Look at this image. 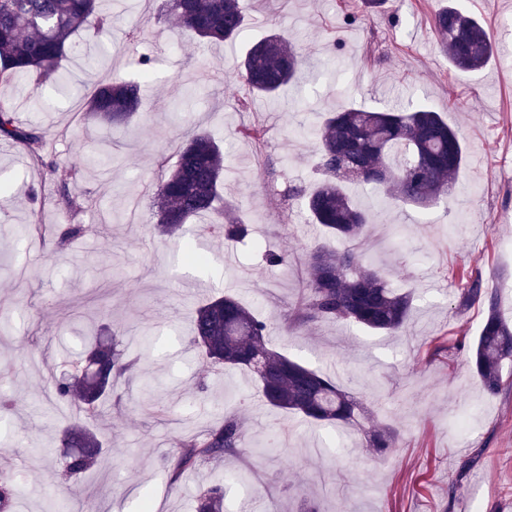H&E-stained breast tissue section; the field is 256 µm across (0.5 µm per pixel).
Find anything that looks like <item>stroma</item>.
Here are the masks:
<instances>
[{"label": "stroma", "instance_id": "obj_1", "mask_svg": "<svg viewBox=\"0 0 512 512\" xmlns=\"http://www.w3.org/2000/svg\"><path fill=\"white\" fill-rule=\"evenodd\" d=\"M442 0H388L364 14L360 0H248L242 38L200 47L162 0H113L110 33L84 30L79 56L59 81L32 94L27 76L0 82V103L52 138L70 190L89 201L72 214L49 170L19 148L0 147V479L24 490L19 512H195L200 488H224V512H512V365L488 393L467 364L485 308L460 303L467 279L481 277L512 317V0H456L484 24L496 51L475 72L448 65L432 17ZM282 32L306 57V72L279 96L240 111L235 66L245 42ZM154 77L141 87L143 115L112 131V161L100 163L99 125L85 120L82 96L103 79L132 78L141 55ZM422 101L461 131L466 160L447 198L418 208L371 185L347 191L369 219L354 242L396 288L418 299L404 332L371 334L341 321L307 323L285 335L281 323L310 280L308 255L326 243L286 185L312 186L310 131L322 110L379 108ZM267 130L268 143L239 137ZM224 147V192L252 225L248 245L213 237L204 220L188 226L211 258L201 270L156 229L154 190L177 161L187 131ZM42 232L28 231L32 219ZM82 224L69 249L54 229ZM287 265L263 263L264 249ZM232 265H225V256ZM232 293L269 324L270 348L331 376L392 448L376 453L361 432L319 429L265 405L250 376L215 369L190 347L194 309ZM147 337L151 350L115 388L92 427L104 445L95 466L67 480L60 471L63 431L76 414L56 404L50 376L71 366L84 341L112 331ZM165 386L148 396L147 374ZM236 413L246 449L170 473L173 440L186 426L205 429ZM250 473L248 482L237 473Z\"/></svg>", "mask_w": 512, "mask_h": 512}]
</instances>
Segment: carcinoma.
Here are the masks:
<instances>
[{"label":"carcinoma","mask_w":512,"mask_h":512,"mask_svg":"<svg viewBox=\"0 0 512 512\" xmlns=\"http://www.w3.org/2000/svg\"><path fill=\"white\" fill-rule=\"evenodd\" d=\"M102 0H0V77H35L34 89L57 80L62 62L76 50L72 37L81 30L104 33L112 17ZM245 0H164L166 15L198 40L234 41L245 29ZM449 65L461 72L483 68L494 53L478 19L463 12L454 0L433 15ZM150 58L143 55L141 81L103 80L86 101V113L106 129L129 123L142 107L141 82L152 78ZM304 59L296 46L274 33L253 44L236 67V76L251 96L276 95L301 79ZM319 178L308 190L288 187L290 197L303 199L309 219L338 241L361 238L367 217L344 189L348 181H362L384 190L403 204L427 207L448 195L465 160L461 133L428 106L391 107L375 111L349 107L323 113L313 132ZM0 140L16 146L37 167L66 181L73 177L58 164H46L45 132L20 123L9 107L0 108ZM156 224L162 235L181 243L189 259L205 264L208 257L184 238V225L202 214L213 216L212 229L221 238L245 241L251 225L224 198V151L205 131L188 134L178 160L155 192ZM86 232L83 224H68L56 244L69 246ZM311 278L307 292L289 316L285 330L307 322L335 320L359 325L374 333L402 332L413 308L408 289L393 287L362 255L322 246L308 259ZM486 305L477 340L468 347V360L489 393L501 387L505 362L512 359V323L505 318L493 293L479 277L467 281L462 305ZM269 325L236 297L210 299L195 309L193 343L213 367H234L251 373L262 400L286 415L318 426L357 423L358 403L332 378L304 362L267 346ZM143 357L142 350L112 335L109 343H91L73 366V374L53 381L55 399L76 408L86 419L98 417L112 387ZM69 450L64 469L79 476L96 462L99 443L79 424L66 431ZM371 448L393 445L383 428L366 431ZM245 431L239 417L224 419L195 433L177 437L171 479L197 463L244 450ZM21 489L0 482V512H16ZM197 512H224L219 485L202 488Z\"/></svg>","instance_id":"obj_1"}]
</instances>
